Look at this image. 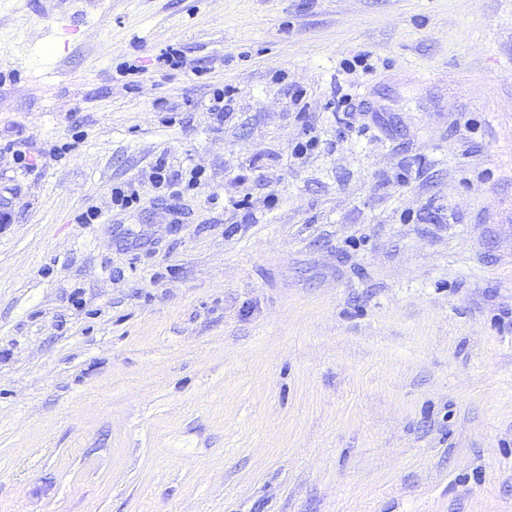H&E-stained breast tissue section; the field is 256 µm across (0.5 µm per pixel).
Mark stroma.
Masks as SVG:
<instances>
[{
    "label": "stroma",
    "instance_id": "1",
    "mask_svg": "<svg viewBox=\"0 0 512 512\" xmlns=\"http://www.w3.org/2000/svg\"><path fill=\"white\" fill-rule=\"evenodd\" d=\"M4 207L0 512H512V0H0ZM235 92L230 88L216 89L213 92L208 110L217 129L224 126V119L232 113ZM152 168L154 170L152 175L154 176L156 182L159 184H163L165 182L167 188L170 190L169 195L172 197H177L181 195L184 189L192 186L193 183L199 180L198 178H200V172H194V174L189 179L187 185L183 187L179 179H174L173 176L166 177L167 168H169V162L168 157L165 156H159L156 159L155 164L153 165Z\"/></svg>",
    "mask_w": 512,
    "mask_h": 512
}]
</instances>
